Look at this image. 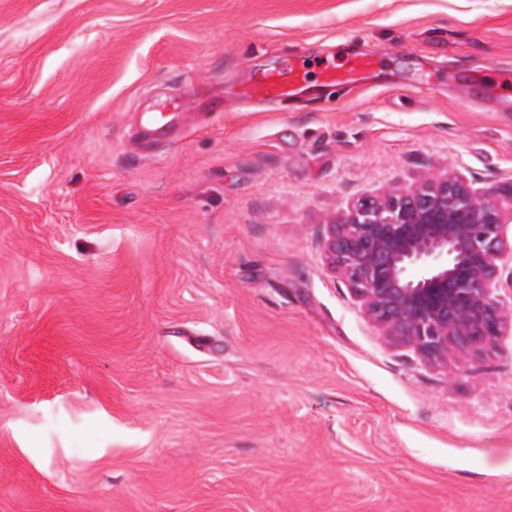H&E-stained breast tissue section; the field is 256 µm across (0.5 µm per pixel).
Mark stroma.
Returning a JSON list of instances; mask_svg holds the SVG:
<instances>
[{"instance_id":"1","label":"stroma","mask_w":512,"mask_h":512,"mask_svg":"<svg viewBox=\"0 0 512 512\" xmlns=\"http://www.w3.org/2000/svg\"><path fill=\"white\" fill-rule=\"evenodd\" d=\"M509 69L512 0H0V512H512V259L501 335L428 361L322 248L359 198L511 183ZM376 63L374 57H354L336 67L320 59L298 57L288 67L267 72L249 83L240 95L259 101L287 100L297 96L312 75L318 77L321 86L335 88L362 82ZM163 106L158 112H145L140 117L142 135L156 141L165 140L172 131L174 120L180 119L182 112H167Z\"/></svg>"}]
</instances>
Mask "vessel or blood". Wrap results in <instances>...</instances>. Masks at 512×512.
Instances as JSON below:
<instances>
[{"label":"vessel or blood","mask_w":512,"mask_h":512,"mask_svg":"<svg viewBox=\"0 0 512 512\" xmlns=\"http://www.w3.org/2000/svg\"><path fill=\"white\" fill-rule=\"evenodd\" d=\"M375 64L376 60L372 57H354L337 67L320 59L298 57L288 67L265 73L249 83L243 89L242 96L259 101L291 99L313 76L318 77L321 86L328 88L359 83L373 71ZM176 118V113L164 109L143 113L140 117L143 136L156 141L166 139Z\"/></svg>","instance_id":"b4317fda"}]
</instances>
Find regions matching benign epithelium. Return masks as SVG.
I'll list each match as a JSON object with an SVG mask.
<instances>
[{
  "label": "benign epithelium",
  "instance_id": "benign-epithelium-1",
  "mask_svg": "<svg viewBox=\"0 0 512 512\" xmlns=\"http://www.w3.org/2000/svg\"><path fill=\"white\" fill-rule=\"evenodd\" d=\"M512 183L492 190L446 177L359 199L324 242L367 314L435 358L492 342L503 328L499 265Z\"/></svg>",
  "mask_w": 512,
  "mask_h": 512
}]
</instances>
